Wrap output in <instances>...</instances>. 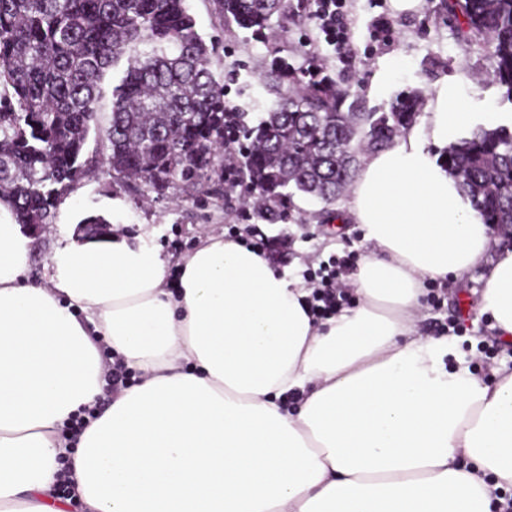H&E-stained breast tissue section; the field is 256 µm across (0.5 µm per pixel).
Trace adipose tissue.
<instances>
[{"instance_id": "ef3b65f1", "label": "adipose tissue", "mask_w": 512, "mask_h": 512, "mask_svg": "<svg viewBox=\"0 0 512 512\" xmlns=\"http://www.w3.org/2000/svg\"><path fill=\"white\" fill-rule=\"evenodd\" d=\"M459 95L431 105L436 145L470 123ZM343 219L376 251L317 321L307 289L220 233L173 289L118 235L74 238L28 282L31 240L0 204V512H493L512 369L446 365L417 321L426 281L483 266L481 311L512 341V249L412 131L365 158ZM113 357L130 384L104 406Z\"/></svg>"}]
</instances>
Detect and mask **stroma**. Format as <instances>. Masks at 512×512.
Wrapping results in <instances>:
<instances>
[{"mask_svg":"<svg viewBox=\"0 0 512 512\" xmlns=\"http://www.w3.org/2000/svg\"><path fill=\"white\" fill-rule=\"evenodd\" d=\"M438 0H415L411 8L398 10L393 0H346L347 45L328 42L319 26L289 22L284 39L260 42L250 32L227 30L214 11L211 0H188L199 32L217 49L212 56L213 70L223 75L229 100L258 121L267 97L257 66L273 53L288 56L295 65H304L310 56L332 72L355 76L358 94L366 109L387 104L394 93L406 88L423 90L433 100L445 84L458 87L474 120L484 113L512 114V102L489 79L492 61L487 53L458 35L457 21H444L434 12ZM442 66L428 74L429 58ZM396 72L384 90H375L374 75L388 67ZM350 196L342 194L331 205L298 195L286 205L288 218L269 222L262 216L259 200L243 187H225L222 199L206 196L203 187L176 185L165 194L153 191L134 193L106 172L76 182L59 206L54 224L32 241L31 264L25 277L40 283L45 266L62 249L81 217L102 214L115 230L129 240L143 239L170 260V273H177L176 260L190 252L198 238L207 232H223L234 225L256 227L266 236L287 234L288 256L281 269L299 280H307L330 256L351 255L360 261L372 246L359 225H337V209L347 207ZM482 270L475 269L463 278L446 280L447 297L441 305H427L418 323L422 336L439 338L445 327L463 318L465 334L453 338L454 353L469 354L468 336H491L487 315L480 312Z\"/></svg>","mask_w":512,"mask_h":512,"instance_id":"35a3bbf8","label":"stroma"}]
</instances>
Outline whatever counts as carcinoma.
Listing matches in <instances>:
<instances>
[{"label": "carcinoma", "mask_w": 512, "mask_h": 512, "mask_svg": "<svg viewBox=\"0 0 512 512\" xmlns=\"http://www.w3.org/2000/svg\"><path fill=\"white\" fill-rule=\"evenodd\" d=\"M224 26L267 37L272 18L316 20L311 0H213ZM446 19L463 18L465 40L493 59L492 78L512 103V0H439ZM142 58L112 88L109 126L98 127L103 79L126 53ZM215 46L199 33L187 0H0V202L17 223H54L79 180L109 175L164 194L218 176L224 186V123L235 126L238 183L254 191L265 217L296 194L324 203L353 179L358 153L376 151L414 123L425 97L397 92L382 112L363 111L351 86L315 58L296 67L263 63L275 99L258 124L231 112ZM104 133L109 154L87 147ZM482 223L512 226V127L478 124L441 152Z\"/></svg>", "instance_id": "obj_1"}]
</instances>
